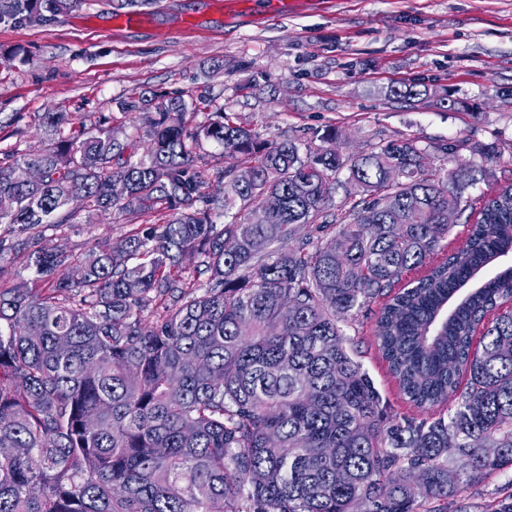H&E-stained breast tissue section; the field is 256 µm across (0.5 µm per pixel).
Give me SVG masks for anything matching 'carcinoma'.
I'll list each match as a JSON object with an SVG mask.
<instances>
[{
	"mask_svg": "<svg viewBox=\"0 0 512 512\" xmlns=\"http://www.w3.org/2000/svg\"><path fill=\"white\" fill-rule=\"evenodd\" d=\"M80 3L0 0V23ZM116 109L46 112L41 152L0 150V224L28 232L0 242V277L7 253L35 274L0 289V512H448L512 468V268L484 275L512 253V181L430 169L408 136L352 159L333 130L269 143L209 96ZM136 113L138 159L120 138ZM206 143L248 179L209 173ZM21 166L41 178L17 183ZM110 209L150 222L81 260L42 242ZM378 299L379 354L415 409L396 421L343 328Z\"/></svg>",
	"mask_w": 512,
	"mask_h": 512,
	"instance_id": "obj_1",
	"label": "carcinoma"
}]
</instances>
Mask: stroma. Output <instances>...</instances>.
<instances>
[{
    "instance_id": "obj_1",
    "label": "stroma",
    "mask_w": 512,
    "mask_h": 512,
    "mask_svg": "<svg viewBox=\"0 0 512 512\" xmlns=\"http://www.w3.org/2000/svg\"><path fill=\"white\" fill-rule=\"evenodd\" d=\"M155 0L117 29L105 0H83L40 24H0V148L41 149L45 112H112L141 91L206 94L268 142L332 129L343 157L400 136L451 169L441 145L462 140L463 158L486 181L512 178V0ZM430 98H389L394 85ZM494 159H487V152ZM114 211L80 213L43 230L46 241L86 254L135 228ZM378 305L346 324L364 369L391 414L413 408L374 342Z\"/></svg>"
}]
</instances>
